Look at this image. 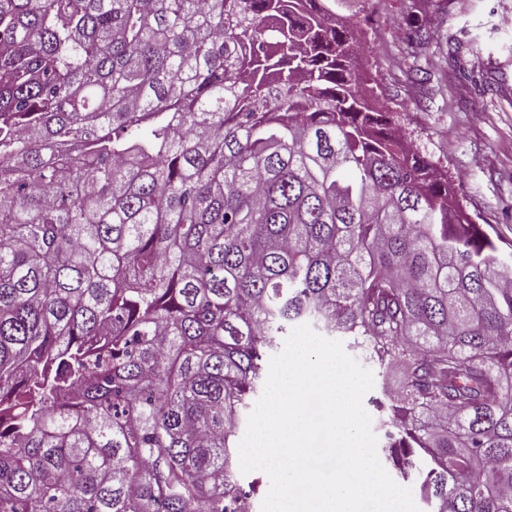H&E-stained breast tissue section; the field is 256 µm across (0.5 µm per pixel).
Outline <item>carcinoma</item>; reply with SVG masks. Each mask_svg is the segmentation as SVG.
I'll return each instance as SVG.
<instances>
[{"instance_id":"1","label":"carcinoma","mask_w":512,"mask_h":512,"mask_svg":"<svg viewBox=\"0 0 512 512\" xmlns=\"http://www.w3.org/2000/svg\"><path fill=\"white\" fill-rule=\"evenodd\" d=\"M337 0H0V512H238L290 324L403 379L380 452L512 512V265Z\"/></svg>"}]
</instances>
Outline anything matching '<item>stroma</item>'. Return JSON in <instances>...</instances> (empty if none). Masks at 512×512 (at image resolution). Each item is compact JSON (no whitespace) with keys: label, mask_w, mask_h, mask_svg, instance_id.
<instances>
[{"label":"stroma","mask_w":512,"mask_h":512,"mask_svg":"<svg viewBox=\"0 0 512 512\" xmlns=\"http://www.w3.org/2000/svg\"><path fill=\"white\" fill-rule=\"evenodd\" d=\"M374 99L512 257V0H347ZM431 38L411 49V27Z\"/></svg>","instance_id":"stroma-1"}]
</instances>
